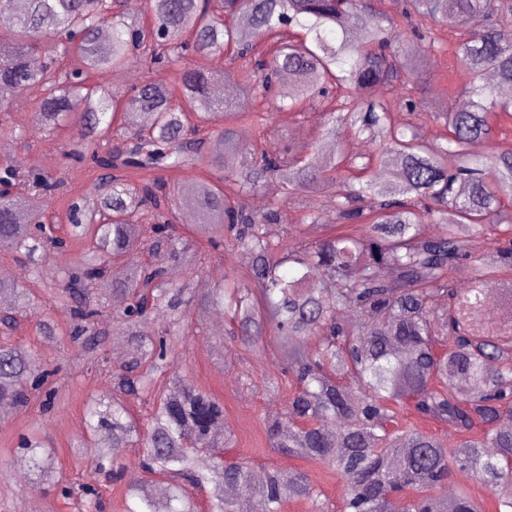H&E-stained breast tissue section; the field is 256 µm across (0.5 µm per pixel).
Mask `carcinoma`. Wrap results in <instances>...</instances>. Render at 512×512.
<instances>
[{
	"mask_svg": "<svg viewBox=\"0 0 512 512\" xmlns=\"http://www.w3.org/2000/svg\"><path fill=\"white\" fill-rule=\"evenodd\" d=\"M376 2L146 0L152 26L144 31L128 21L122 0H0V13L13 18L0 33V116L12 123L16 99L35 96L32 125L50 134L81 123L82 138L65 158L97 172L68 206L59 237L45 226V207L65 183L0 166V180L16 186L0 197V249L44 288L37 295L0 275V298L8 299L0 304V397L26 409L55 394L53 372L9 339L46 300L68 316L69 340L82 344L90 367L112 379V391L85 410L97 465L116 462L133 440L146 448L127 484L136 501L129 512H200L202 487L206 512H280L286 500L327 512L301 472L270 468L256 485L243 462L201 465L205 450L233 443L224 402L184 377L158 379L214 310L292 375L288 423L267 421L271 447L335 470L340 512H389L398 494L407 512H483L467 489L448 495L454 470L476 478L494 512H512V327L481 321L492 296L512 292V280L500 278L512 270V212L504 205L512 199V148L493 145L490 123L494 113L512 118V100L498 92L512 85V44L499 35L512 26V0H404L392 18ZM287 25L302 35L284 39ZM461 29L469 34L454 53L469 77L461 87L469 105L431 110L410 94L418 70L403 36L441 52L443 34ZM269 41L280 47L266 58L259 48ZM228 50L242 63L224 77L256 100L277 92L273 111L299 112L316 101L325 109L321 138L336 141L348 129L378 141L380 149L364 156L373 177L342 176V151L319 167L312 158L245 147L244 127L260 132L269 116L224 111L214 75L189 63ZM35 54L38 67L29 63ZM68 56L81 78L62 67ZM138 57L165 64L178 90L147 76L127 91L88 83V74H118ZM489 72L493 84L483 81ZM286 74L297 84L276 88ZM397 107L444 122L446 144L428 145L419 126L396 124ZM158 168L221 177L174 187L133 178ZM270 179L289 195L334 199L346 229L300 246L278 228L277 207L255 212L243 203ZM181 217L199 220L212 249L239 248L245 272L197 292L171 284L164 262L136 260L146 250L195 271L198 251L172 232ZM425 224L437 232L425 234ZM482 234L490 246L484 262L471 254ZM69 240L83 252L59 285L46 262ZM112 329L130 342L115 365L100 356ZM132 402L152 406L147 422L134 417ZM404 406L465 439L397 424ZM20 449L30 494L57 486L81 512H102L98 492L63 480L55 449L38 431L24 435ZM140 472L162 478L165 493L146 492Z\"/></svg>",
	"mask_w": 512,
	"mask_h": 512,
	"instance_id": "cac0c4a2",
	"label": "carcinoma"
}]
</instances>
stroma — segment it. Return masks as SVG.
I'll return each mask as SVG.
<instances>
[{
    "label": "stroma",
    "mask_w": 512,
    "mask_h": 512,
    "mask_svg": "<svg viewBox=\"0 0 512 512\" xmlns=\"http://www.w3.org/2000/svg\"><path fill=\"white\" fill-rule=\"evenodd\" d=\"M405 48L415 58L419 68V81L415 96L435 104H458L459 92L465 77L459 73L453 57L444 52L428 51L414 37H406ZM322 125V110L311 106L302 116L284 110L276 113L267 132L266 140L280 150L294 156H314L324 159L322 144L314 136ZM76 124H69L54 134H32L18 139L7 126H0V142L11 145L10 152L0 151V165H14L23 159L25 167H35L47 177L64 178L66 188L59 196L50 199L47 220L59 226L67 222L69 197L81 194L94 179V172L77 164L64 165L62 156L67 146L77 139ZM247 205L262 203L263 207L277 206L285 214L282 229H292L299 224L302 214L316 207L324 214H331L323 198H309L301 194L285 197L283 191L246 196ZM201 268L198 273L181 271L179 281L191 288H211L220 284L216 266L225 272L241 270V256L236 248L227 246L214 250L200 246ZM59 335L47 338L34 335L30 326H23L16 335L17 341L30 346L47 360L56 371L59 397L51 412L41 415L36 409L14 410L5 418L0 417V463L6 474L0 479V512H77L73 501L64 499L59 489L50 487L37 498H30L26 477L17 475L14 465L21 455L17 449L19 439L26 434L33 421H41L45 440L58 453L60 466L69 481L95 488H104L103 512H127L130 505L120 484L107 485L93 459L86 432L77 431V424L84 421V402L100 394L106 387L102 375L87 370L80 344L65 341L62 332L68 327L64 314L51 312ZM170 370L185 375L197 387L209 391L224 402V423L234 434L233 447L225 449L227 458L245 461L253 473L264 468L303 472L310 483L321 491L329 507L340 505L342 482L328 466L317 461L296 458L278 453L271 448L265 430L269 416L284 414L291 393L282 364L274 356L259 354L255 347L234 342L228 330H215L205 325L203 331L193 336L187 349L175 354L169 363Z\"/></svg>",
    "instance_id": "stroma-1"
}]
</instances>
